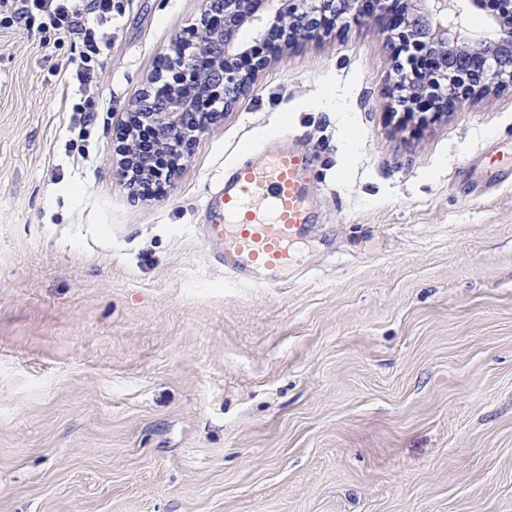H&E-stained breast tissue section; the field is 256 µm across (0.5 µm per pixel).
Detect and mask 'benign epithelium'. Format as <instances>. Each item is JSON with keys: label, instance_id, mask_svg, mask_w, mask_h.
I'll return each mask as SVG.
<instances>
[{"label": "benign epithelium", "instance_id": "7a95c632", "mask_svg": "<svg viewBox=\"0 0 512 512\" xmlns=\"http://www.w3.org/2000/svg\"><path fill=\"white\" fill-rule=\"evenodd\" d=\"M389 0H205L195 25V42L190 50L177 46L158 70L153 83L159 90L146 91L138 102L135 117L149 119L160 144L184 158L189 147L209 130L216 112H200L192 126L184 117L210 97L224 107L236 102L247 88L253 72L265 65L253 59L252 72L236 67L233 60L259 44L266 33L277 28L286 36L284 45L314 30L311 20H339L372 6L385 11ZM455 0H403V13L392 21L390 38L410 46L430 60V67L417 69L406 64L396 68L393 86L399 102L410 110L425 101L437 108L432 118L443 116L439 109L460 103L470 95L512 83V0H499V13L490 17L493 38L478 41L455 22L460 12ZM122 175L131 196H138L134 165L140 163L134 142L123 149Z\"/></svg>", "mask_w": 512, "mask_h": 512}]
</instances>
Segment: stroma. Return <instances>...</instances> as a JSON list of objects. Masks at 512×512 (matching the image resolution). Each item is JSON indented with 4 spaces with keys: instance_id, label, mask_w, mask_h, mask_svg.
Instances as JSON below:
<instances>
[{
    "instance_id": "1",
    "label": "stroma",
    "mask_w": 512,
    "mask_h": 512,
    "mask_svg": "<svg viewBox=\"0 0 512 512\" xmlns=\"http://www.w3.org/2000/svg\"><path fill=\"white\" fill-rule=\"evenodd\" d=\"M81 44L0 24V512H512V86L396 109L389 15L280 52L132 199L119 133L204 0ZM309 150L298 272L200 243L242 147Z\"/></svg>"
}]
</instances>
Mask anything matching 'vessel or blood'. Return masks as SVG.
<instances>
[{"label": "vessel or blood", "mask_w": 512, "mask_h": 512, "mask_svg": "<svg viewBox=\"0 0 512 512\" xmlns=\"http://www.w3.org/2000/svg\"><path fill=\"white\" fill-rule=\"evenodd\" d=\"M310 158L282 149L264 161L243 159L204 199L211 216L206 242L219 246L225 274L247 284H270L297 267V245L311 222Z\"/></svg>", "instance_id": "b4317fda"}]
</instances>
